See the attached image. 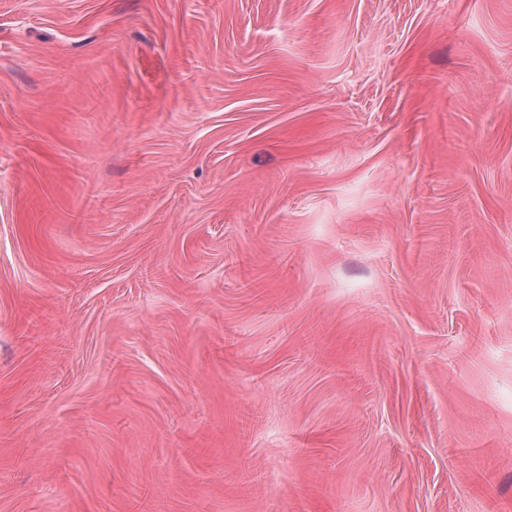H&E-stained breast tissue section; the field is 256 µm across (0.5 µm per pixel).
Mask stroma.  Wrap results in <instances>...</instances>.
I'll list each match as a JSON object with an SVG mask.
<instances>
[{"instance_id": "1", "label": "stroma", "mask_w": 512, "mask_h": 512, "mask_svg": "<svg viewBox=\"0 0 512 512\" xmlns=\"http://www.w3.org/2000/svg\"><path fill=\"white\" fill-rule=\"evenodd\" d=\"M0 512H512V0H0Z\"/></svg>"}]
</instances>
